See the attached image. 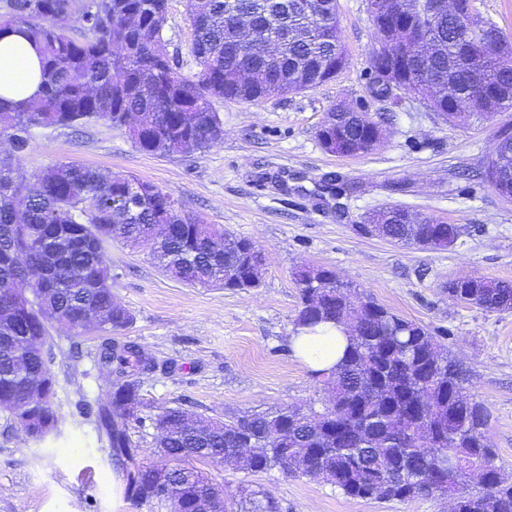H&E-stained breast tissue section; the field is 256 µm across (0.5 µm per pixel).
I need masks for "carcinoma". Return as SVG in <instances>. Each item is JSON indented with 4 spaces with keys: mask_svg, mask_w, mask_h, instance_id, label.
<instances>
[{
    "mask_svg": "<svg viewBox=\"0 0 512 512\" xmlns=\"http://www.w3.org/2000/svg\"><path fill=\"white\" fill-rule=\"evenodd\" d=\"M191 55L198 71L183 74L166 50L167 0H3L0 35L18 32L41 56L36 99L0 101V305L20 294L14 288L32 273L39 279L21 299L22 317L0 320V405L18 400L36 377L55 383L48 324L65 327L85 312L99 314L96 329L127 328L133 315L112 294L108 250L121 240L151 247L165 273L191 286L239 290L260 278L241 264L224 280L214 260L217 231L186 217L178 202L157 186L130 175L104 176L76 162L45 167L33 181L18 173L34 128H72L100 120L129 131L139 150L153 155L204 152L222 139L216 98L253 101L263 90L241 82L248 71L296 89L300 73L310 87L335 78L347 60L341 43L338 0H188ZM261 8L260 38L245 39L239 23ZM83 28L72 36L68 22ZM286 29L291 37L273 40ZM408 43L429 46L412 72L433 82L437 95L466 103L480 115L512 108V67L503 54L512 40L494 23L479 35L460 37L449 10L423 25L406 27ZM495 190L512 184V147L495 150L485 168ZM93 196L95 208L83 209ZM387 237L444 249L459 237L455 224H389ZM301 308L295 326L333 323L346 328L343 356L330 371L314 370L325 395L322 410L278 409L229 419L209 418L181 407L150 416L159 433L158 454L179 462L160 479L137 462L139 448L128 423L148 407L141 376L151 362L136 345L106 341L101 367L116 375L111 407L98 410L112 459L122 466L124 492L132 500L175 512H210L227 506L224 490L190 461L219 458L245 474L278 468L322 480L357 499L405 501L438 493L452 512H512V481L502 477L497 449L490 447L488 411L464 394L462 372L448 349L424 327L375 305L361 318L350 286L329 268L297 272ZM448 298L487 311L512 310V283L486 278L448 289ZM445 474L429 484L430 473ZM479 479L477 491L468 489ZM249 512H277L259 493L244 494Z\"/></svg>",
    "mask_w": 512,
    "mask_h": 512,
    "instance_id": "cac0c4a2",
    "label": "carcinoma"
}]
</instances>
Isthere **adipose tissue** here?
I'll list each match as a JSON object with an SVG mask.
<instances>
[{
    "label": "adipose tissue",
    "instance_id": "ef3b65f1",
    "mask_svg": "<svg viewBox=\"0 0 512 512\" xmlns=\"http://www.w3.org/2000/svg\"><path fill=\"white\" fill-rule=\"evenodd\" d=\"M41 79L40 57L34 44L18 33L0 36V99L34 98ZM295 357L311 369L336 364L347 345L342 328L322 324L316 329L296 328L289 339Z\"/></svg>",
    "mask_w": 512,
    "mask_h": 512
}]
</instances>
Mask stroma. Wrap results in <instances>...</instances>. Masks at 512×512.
<instances>
[{"instance_id":"stroma-1","label":"stroma","mask_w":512,"mask_h":512,"mask_svg":"<svg viewBox=\"0 0 512 512\" xmlns=\"http://www.w3.org/2000/svg\"><path fill=\"white\" fill-rule=\"evenodd\" d=\"M345 69L314 89L255 102L214 103L221 142L203 153L160 157L138 150L106 122L34 130L21 156L26 177L76 161L106 175H131L172 194L203 223L250 239L263 253L259 287H189L167 276L149 247L112 243V292L133 314L114 340L131 342L155 363L141 393L152 409L182 407L206 417L288 407L321 408L323 394L289 338L301 307L297 271L333 269L362 296L422 325L466 371L465 391L488 410L487 431L512 475V310L490 312L448 297L450 280L482 276L512 282V202L484 179L512 110L485 119H440L420 101L400 104L369 90L375 30L366 0H338ZM164 38L192 74L187 0H168ZM360 104L385 127L380 147L357 157L327 152L317 138L326 113ZM458 225L446 249L366 235L368 216L388 206ZM57 432L35 442L0 411V512H157L114 493L113 463L96 412L109 401L111 376L97 353L105 333L73 337L51 328ZM239 502L246 487L267 493L279 512H448L439 495L406 501L353 499L317 479L274 469L245 474L220 461L202 466Z\"/></svg>"}]
</instances>
